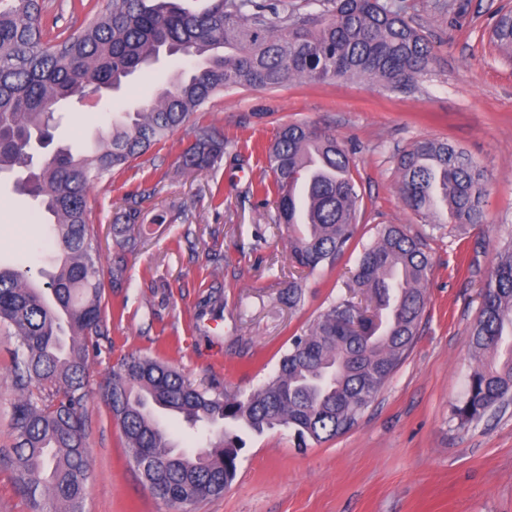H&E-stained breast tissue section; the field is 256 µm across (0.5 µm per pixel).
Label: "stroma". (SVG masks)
Instances as JSON below:
<instances>
[{"label":"stroma","mask_w":512,"mask_h":512,"mask_svg":"<svg viewBox=\"0 0 512 512\" xmlns=\"http://www.w3.org/2000/svg\"><path fill=\"white\" fill-rule=\"evenodd\" d=\"M401 0L430 41L434 62L415 90L389 92L359 82L235 87L212 97L196 122L128 167L95 184L88 202L103 259L112 257V219L137 205L149 230L128 256L123 288L106 294L109 316L91 357L85 405L90 458L84 512H512V407L459 425L451 407L474 367L468 331L479 285L500 246L512 239V62L491 40L498 11L512 0ZM112 0H44L42 26L70 35ZM190 63L164 57L111 94L65 106L52 129L54 146L78 145L135 111ZM304 122L334 134L349 151L362 202L359 234L400 224L422 239L433 269L417 341L386 386L347 433L300 442L284 427L245 443L224 494L166 504L144 486L123 446L103 388L123 358L148 356L178 368L191 382L242 394L272 376L293 335L303 333L346 283L361 249L303 282L305 301L290 307L288 233L276 224L265 147L279 125ZM197 124L224 133V159L195 175L178 157ZM453 143L481 168L488 193L483 224L464 237L430 224L398 193L397 158L416 140ZM0 176V202L13 224L0 228V263L52 270L55 247L37 201ZM138 201H131L134 191ZM223 315L199 316L213 285ZM14 340L0 331V512H30L10 462L14 432L11 375Z\"/></svg>","instance_id":"35a3bbf8"}]
</instances>
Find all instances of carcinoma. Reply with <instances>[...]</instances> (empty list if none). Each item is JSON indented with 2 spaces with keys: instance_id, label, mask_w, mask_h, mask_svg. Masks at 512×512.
Instances as JSON below:
<instances>
[{
  "instance_id": "1",
  "label": "carcinoma",
  "mask_w": 512,
  "mask_h": 512,
  "mask_svg": "<svg viewBox=\"0 0 512 512\" xmlns=\"http://www.w3.org/2000/svg\"><path fill=\"white\" fill-rule=\"evenodd\" d=\"M318 2L317 12L306 10L309 0H208L193 11L180 0H112L108 14L56 41L44 33L38 0H0V173L19 174L17 190L48 214L59 252L54 270L36 276L0 265V328L14 338L18 390L12 465L35 512L47 495L59 505L54 512H79L88 495L90 349L106 320L105 288L123 287L127 254L147 234L140 211L124 209L112 224V260L103 262L88 206L93 184L145 155L225 89L356 81L394 91L429 71L430 42L393 0ZM492 36L512 59L511 11L497 16ZM163 51L191 67L140 109L113 119L92 148H59L33 166L34 136L50 143L48 123L61 103L119 88ZM223 159L224 134L200 125L179 162L195 173ZM266 160L278 221L288 230V304L295 307L303 273L335 266L357 237L358 183L336 137L305 123L281 125ZM398 172L404 204L429 223H483L484 177L460 148L424 138L399 154ZM431 271L421 239L382 226L362 246L348 284L367 295L377 320L350 298L331 302L245 398L196 385L150 357L118 364L104 394L129 457L148 462L139 470L144 485L160 489L166 504L222 495L242 449L232 426L256 434L285 427L303 443L350 431L413 348ZM480 297L468 332L476 366L452 406L461 426L512 402L511 242L498 252ZM34 384L49 394L34 393ZM160 411L192 430L216 431V440L203 452L177 449Z\"/></svg>"
}]
</instances>
